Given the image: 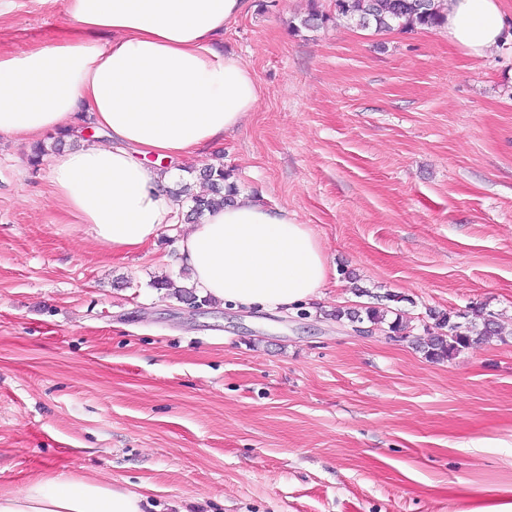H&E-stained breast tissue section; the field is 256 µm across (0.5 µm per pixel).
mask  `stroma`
Instances as JSON below:
<instances>
[{"mask_svg": "<svg viewBox=\"0 0 512 512\" xmlns=\"http://www.w3.org/2000/svg\"><path fill=\"white\" fill-rule=\"evenodd\" d=\"M225 50L261 88L242 127L185 159L310 225L320 307L193 309L184 224L136 250L58 221L47 169L0 137V490L36 471L135 493L159 512H466L512 499V36L484 57L440 29L379 33L331 0H253ZM330 14L301 26L310 7ZM63 0H14L0 51L58 36ZM394 301H386V294ZM388 307L407 339L332 312ZM503 335L444 361L448 313Z\"/></svg>", "mask_w": 512, "mask_h": 512, "instance_id": "1", "label": "stroma"}]
</instances>
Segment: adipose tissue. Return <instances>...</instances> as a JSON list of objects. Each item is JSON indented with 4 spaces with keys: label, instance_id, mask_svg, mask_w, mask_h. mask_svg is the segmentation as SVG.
<instances>
[{
    "label": "adipose tissue",
    "instance_id": "obj_1",
    "mask_svg": "<svg viewBox=\"0 0 512 512\" xmlns=\"http://www.w3.org/2000/svg\"><path fill=\"white\" fill-rule=\"evenodd\" d=\"M251 0H65L48 43L0 52V137L26 143L89 120L90 139L49 158L63 219L106 249H136L176 223L175 164L232 133L256 109L251 69L224 50V29ZM466 55L505 35L500 0H448L443 25ZM157 166H147V157ZM185 287L232 307L291 308L319 299L329 268L309 227L245 195L187 225ZM148 498L64 471L0 491V512H144Z\"/></svg>",
    "mask_w": 512,
    "mask_h": 512
}]
</instances>
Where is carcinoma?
Listing matches in <instances>:
<instances>
[{"mask_svg":"<svg viewBox=\"0 0 512 512\" xmlns=\"http://www.w3.org/2000/svg\"><path fill=\"white\" fill-rule=\"evenodd\" d=\"M333 10L339 18L361 28L372 27L378 32L411 33L417 29L437 28L445 19L440 0H334ZM202 180L207 184L209 193L191 195L192 206L186 214V220L194 224L204 211L232 203L238 194L236 184L231 181V173L222 165L206 168V176ZM344 318L360 324L365 321L372 325L386 323L391 331L406 329L397 319L386 322L385 311L375 307L365 308L363 315L358 311L336 312V320ZM438 326L441 332L429 338L426 350V356L434 361L448 359L488 336L501 334L500 326L490 314L481 316L479 323L471 321L465 324L444 315Z\"/></svg>","mask_w":512,"mask_h":512,"instance_id":"carcinoma-1","label":"carcinoma"}]
</instances>
